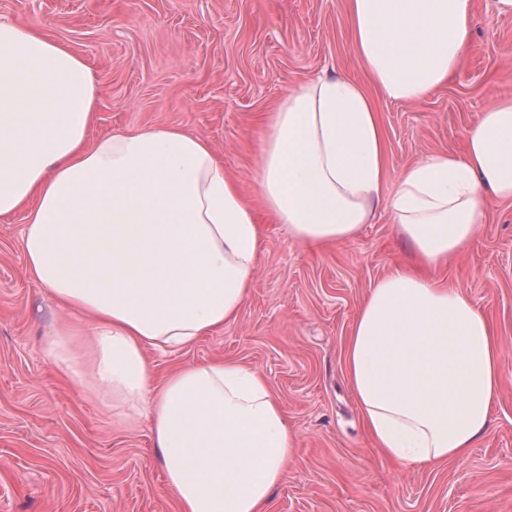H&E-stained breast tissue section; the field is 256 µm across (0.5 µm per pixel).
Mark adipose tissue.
Wrapping results in <instances>:
<instances>
[{
	"label": "adipose tissue",
	"mask_w": 512,
	"mask_h": 512,
	"mask_svg": "<svg viewBox=\"0 0 512 512\" xmlns=\"http://www.w3.org/2000/svg\"><path fill=\"white\" fill-rule=\"evenodd\" d=\"M353 47L387 97L445 83L471 44L472 0H348ZM90 68L35 24L0 20V217L25 211L29 276L66 313L46 343L60 375L126 421L147 419L179 512H264L297 431L264 374L215 359L152 380L151 350L239 316L262 227L210 142L157 125L89 140ZM258 184L290 241L353 240L386 203L411 249L370 288L344 348L377 448L399 464L465 459L503 383L502 340L438 276L466 254L487 200L512 202V98L481 112L464 154L423 156L389 199L383 128L343 73L290 89L265 117Z\"/></svg>",
	"instance_id": "obj_1"
}]
</instances>
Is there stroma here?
<instances>
[{
    "label": "stroma",
    "instance_id": "stroma-1",
    "mask_svg": "<svg viewBox=\"0 0 512 512\" xmlns=\"http://www.w3.org/2000/svg\"><path fill=\"white\" fill-rule=\"evenodd\" d=\"M472 46L417 101L372 90L390 181L426 154L462 153L467 130L512 97V15L472 0ZM78 54L99 87L92 137L157 124L207 139L264 228L255 284L236 322L190 348L149 352L156 380L232 359L262 371L298 432L267 512H512V204L489 202L470 250L445 276L492 320L503 384L485 437L462 461L401 467L368 438L343 349L372 283L407 253L385 206L356 238L323 250L289 241L258 193L263 117L289 87L338 68L362 84L346 0H0ZM23 213L0 218V512H176L147 421L127 427L64 382L46 333L58 312L26 272Z\"/></svg>",
    "mask_w": 512,
    "mask_h": 512
}]
</instances>
